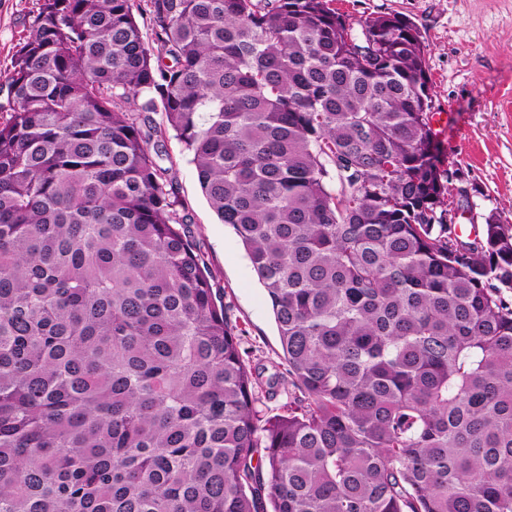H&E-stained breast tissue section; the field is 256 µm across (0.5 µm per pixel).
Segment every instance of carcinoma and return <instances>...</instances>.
<instances>
[{
    "label": "carcinoma",
    "instance_id": "carcinoma-1",
    "mask_svg": "<svg viewBox=\"0 0 512 512\" xmlns=\"http://www.w3.org/2000/svg\"><path fill=\"white\" fill-rule=\"evenodd\" d=\"M5 82L0 512H512V225L448 223L411 22L37 0ZM170 129L270 299V418Z\"/></svg>",
    "mask_w": 512,
    "mask_h": 512
}]
</instances>
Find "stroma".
I'll use <instances>...</instances> for the list:
<instances>
[{
  "instance_id": "35a3bbf8",
  "label": "stroma",
  "mask_w": 512,
  "mask_h": 512,
  "mask_svg": "<svg viewBox=\"0 0 512 512\" xmlns=\"http://www.w3.org/2000/svg\"><path fill=\"white\" fill-rule=\"evenodd\" d=\"M37 0H0V80L29 32ZM352 20L397 15L416 25L428 66L433 128L451 179L448 211L462 235L486 217L512 224V0H334ZM171 175L191 219L188 231L213 272L212 288L243 356L268 380L286 372L266 291L230 225L203 196L191 157L167 136Z\"/></svg>"
}]
</instances>
